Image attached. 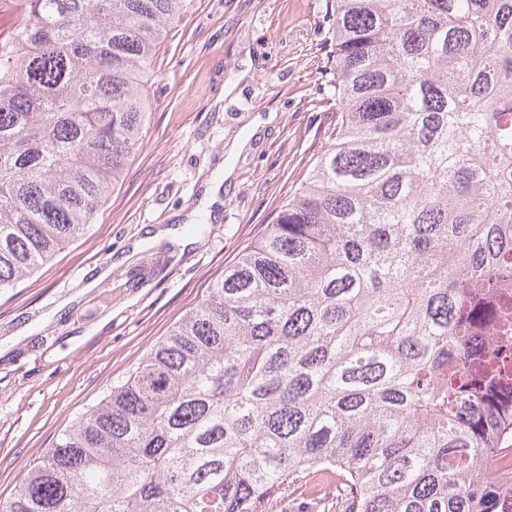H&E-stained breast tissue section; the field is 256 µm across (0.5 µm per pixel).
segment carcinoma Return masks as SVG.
<instances>
[{
  "instance_id": "cac0c4a2",
  "label": "carcinoma",
  "mask_w": 512,
  "mask_h": 512,
  "mask_svg": "<svg viewBox=\"0 0 512 512\" xmlns=\"http://www.w3.org/2000/svg\"><path fill=\"white\" fill-rule=\"evenodd\" d=\"M0 290L81 237L190 0H0ZM333 137L273 222L0 512H512L466 333L512 280V0H332ZM280 511L286 512H327L319 503L310 501L300 494V490L292 491V487L281 499ZM276 511V512H280Z\"/></svg>"
}]
</instances>
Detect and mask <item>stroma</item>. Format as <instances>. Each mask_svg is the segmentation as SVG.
Returning <instances> with one entry per match:
<instances>
[{
    "instance_id": "stroma-1",
    "label": "stroma",
    "mask_w": 512,
    "mask_h": 512,
    "mask_svg": "<svg viewBox=\"0 0 512 512\" xmlns=\"http://www.w3.org/2000/svg\"><path fill=\"white\" fill-rule=\"evenodd\" d=\"M330 3L193 0L174 25L121 186L86 235L0 292L1 499L272 223L329 144ZM218 178L212 219L197 204Z\"/></svg>"
}]
</instances>
